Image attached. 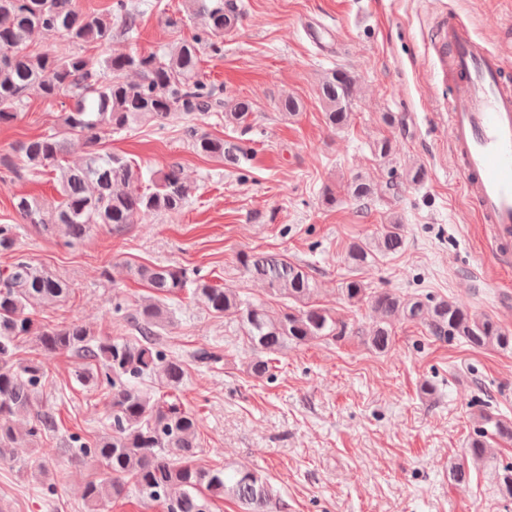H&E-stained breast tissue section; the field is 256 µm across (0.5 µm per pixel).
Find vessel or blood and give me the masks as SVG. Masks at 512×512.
Listing matches in <instances>:
<instances>
[{
  "instance_id": "vessel-or-blood-1",
  "label": "vessel or blood",
  "mask_w": 512,
  "mask_h": 512,
  "mask_svg": "<svg viewBox=\"0 0 512 512\" xmlns=\"http://www.w3.org/2000/svg\"><path fill=\"white\" fill-rule=\"evenodd\" d=\"M440 38L450 50L455 84L448 131L468 201L497 244L512 240V64L451 18Z\"/></svg>"
}]
</instances>
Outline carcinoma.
<instances>
[{
    "label": "carcinoma",
    "mask_w": 512,
    "mask_h": 512,
    "mask_svg": "<svg viewBox=\"0 0 512 512\" xmlns=\"http://www.w3.org/2000/svg\"><path fill=\"white\" fill-rule=\"evenodd\" d=\"M137 16L138 5L131 0H115L106 12L96 15L84 12L78 0H0V124L16 119L32 94L60 102L57 128L13 148L24 171L34 177L49 176L57 191L50 205L29 195H18L13 202L21 221L45 236L61 235L69 244L103 224L119 231L141 214L178 213L191 198L193 187L180 167L150 173L144 186L142 173L129 159L103 148L105 137L142 123L162 127L176 112H222L225 122L248 127L252 102L236 97L225 104L223 91L204 78L201 66L203 50L218 48L224 33L238 24L237 0H183L181 9L162 12L161 22L174 32L191 26V37L160 52L107 53L98 68H90L81 47L106 48L113 28L131 33ZM37 32L55 34L69 51L33 48L31 39ZM358 92L359 81L350 71L326 74L319 96L329 128L349 124ZM187 134L195 153L227 165H238L247 153L241 142L194 126L187 127ZM73 137L87 147L82 162L75 165L65 159ZM373 149L376 157L389 162L395 146L385 137ZM347 192L353 200L366 203L377 188L367 177L357 175ZM404 248L402 225L393 222L370 240L351 242L345 259L359 271L376 255H395ZM0 252L13 255L0 273V454L23 442L33 444L58 429L53 410L33 409L47 370L38 360L16 364L17 340L30 336L44 352L77 356L83 361L77 373L81 384L112 389V434L74 437L80 454L102 468V476L82 490L88 512H98L106 501L124 497L131 487L143 500L160 504L164 512H210L221 499L236 501L244 512L284 508L272 485L255 471L232 464L216 469L198 466L195 415L177 401L140 387L152 377L170 391L183 384L185 361L168 354L157 342L159 330L170 323L165 300L182 293L200 297L214 313L239 321L252 352L250 373L257 379L269 376L272 356L290 343L357 336L383 353L394 340V317L424 325L439 339L457 337L477 349L512 350V332L488 315L471 313L445 297L373 291L357 275L342 282L341 294L351 305L368 303L376 321L369 327L347 323L311 303L315 283L305 266L285 254L262 251L244 252L239 262L245 274L288 301L280 309L244 300L232 289L189 276L183 267L137 265L129 267L130 274L145 283L147 294L134 308L118 295L112 303V312L132 326L137 336H97L76 322L45 326L34 319L36 308L63 301L70 287L20 253L15 225L0 224ZM31 409L28 426L18 427L15 417ZM479 418L483 427L470 438L465 461L452 467L448 477L464 486L471 479V465L489 463L498 493L512 498V462L495 461L488 442L490 436L511 442L512 419L487 410Z\"/></svg>",
    "instance_id": "obj_1"
}]
</instances>
